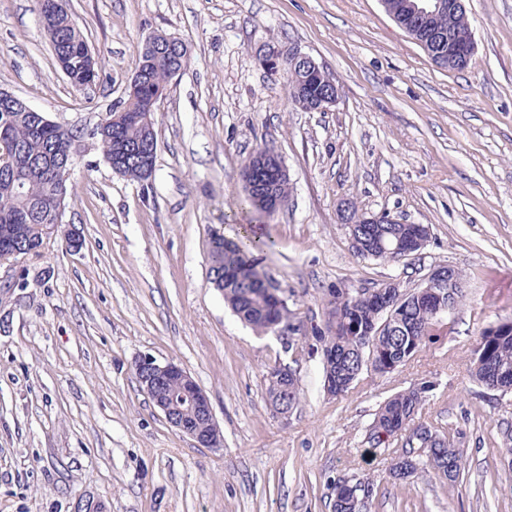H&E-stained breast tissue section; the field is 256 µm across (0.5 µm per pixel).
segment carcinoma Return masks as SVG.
<instances>
[{
    "instance_id": "carcinoma-1",
    "label": "carcinoma",
    "mask_w": 512,
    "mask_h": 512,
    "mask_svg": "<svg viewBox=\"0 0 512 512\" xmlns=\"http://www.w3.org/2000/svg\"><path fill=\"white\" fill-rule=\"evenodd\" d=\"M43 29L53 45L55 61H67L84 50L85 39L80 30L67 16L42 23ZM172 67L171 59L165 54L150 56L142 48L139 51L137 68L141 69V81L134 92L127 95L120 108L109 113L112 120L107 135H97L98 142L107 160L117 152V148L137 147L143 134L142 129L124 120H117L121 112L138 111L146 98L168 81ZM10 123L14 142L19 145L24 156L21 167L23 193H18L12 174L0 175V213H24V221L15 224L12 243L25 255L39 254L45 236L42 227L47 223L43 205L49 193L47 177L50 170L65 150L80 139L78 131L50 123L37 128L28 116L13 109L0 108V123ZM256 164L260 179H269L281 202L289 195V180L276 178L273 171L280 158L275 151L264 146L248 157ZM350 235L355 253L363 258L394 261L389 253L397 242L409 244L414 252L426 246L428 238H419L412 224H365L360 219L350 224ZM258 244L246 243L222 236L210 242V275H221L224 280V301L233 313L259 335L276 331L274 317L281 313L285 320H291L288 307L278 309L274 297L283 296L279 288L267 287L268 281L259 272L253 249ZM380 287H393L399 291L394 302L390 319L378 333L356 337L353 328L370 324L376 302L367 296L368 290L350 294L336 290L328 301V322L326 332L318 337L322 353L336 354V394L342 395L368 368L379 374L388 373L387 366L396 367L412 358L427 342L437 336L448 335V323L429 314L427 300L417 297L419 289L402 288L400 283L380 284ZM471 374L479 382L490 385L492 382L512 385V333L504 336L482 334L471 365ZM299 379L288 377V383L276 379H266V399L275 404L288 400V409H293L299 399ZM426 387L401 391L385 401L375 413L371 423L368 443L377 449L389 439H402L401 452L391 463V474L399 481L416 477L420 465L428 466L439 478L454 482L463 465V449L457 446L451 432L432 423L415 422L416 414L423 401ZM431 448L433 453L425 458L408 457L411 448Z\"/></svg>"
}]
</instances>
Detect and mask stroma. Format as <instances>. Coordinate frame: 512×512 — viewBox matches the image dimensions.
Wrapping results in <instances>:
<instances>
[{
	"instance_id": "35a3bbf8",
	"label": "stroma",
	"mask_w": 512,
	"mask_h": 512,
	"mask_svg": "<svg viewBox=\"0 0 512 512\" xmlns=\"http://www.w3.org/2000/svg\"><path fill=\"white\" fill-rule=\"evenodd\" d=\"M99 65L75 90L57 67L38 0H0V88L79 130L58 236L0 263V512H332L336 483L370 478L369 512H512V393L469 372L482 333L512 321V0H466L476 52L437 67L380 0H65ZM167 34L188 65L153 114L155 170L112 171L92 129L123 102L146 37ZM297 50L340 88L321 112L295 107L264 54ZM290 183L274 214L241 213V169L263 146ZM430 232L397 262L357 256L347 204ZM272 240L259 267L282 288L296 350L244 326L209 277L211 236L237 225ZM81 239L72 249L68 233ZM438 264L466 277L452 331L344 395L324 389L318 335L330 291L393 279L411 289ZM149 354L207 392L224 445L171 427L135 374ZM300 378L277 417L263 375ZM429 384L417 418L450 428L465 453L455 482H396L398 442L369 426L396 393Z\"/></svg>"
}]
</instances>
